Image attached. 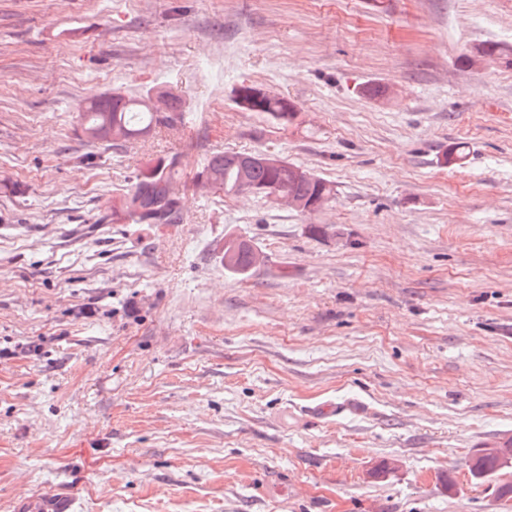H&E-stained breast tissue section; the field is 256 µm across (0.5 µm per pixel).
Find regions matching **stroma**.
<instances>
[{
  "label": "stroma",
  "instance_id": "obj_1",
  "mask_svg": "<svg viewBox=\"0 0 512 512\" xmlns=\"http://www.w3.org/2000/svg\"><path fill=\"white\" fill-rule=\"evenodd\" d=\"M484 41L512 45V0H0V512H512V468L468 470L512 436V67L459 61ZM150 90L191 123L86 137L92 100ZM225 151L336 195L197 184ZM172 155L181 223H113ZM255 88L260 87L243 84L236 89L234 94V101L239 108L249 112H263L273 119L283 122H289L294 118L295 112H287L288 104L290 105L292 103L287 98H276L266 95L259 101H254L248 95L242 94L243 92ZM286 114H288V118H286ZM253 153L256 154L244 153L239 156L238 161L240 168L236 162V156L240 153L225 152L213 155L207 159L205 164L197 172V177L200 175L205 176V180L202 182L204 185L215 191L223 192L224 196H229L236 195L238 192L241 172L242 187L239 192L248 193L258 198H269V192L271 198L282 201L288 204L289 207L303 212L320 210L328 204L331 196L332 199L334 198L335 190L331 183L315 174L316 181H309L314 180L309 169L300 167L284 159L280 160L271 154L260 152ZM281 162L283 165H281ZM253 165L257 166L251 169L248 174V179L256 191L249 192L250 187L247 180V171ZM267 166L278 168H269ZM292 167H298L294 169V177L301 181L294 179L291 172ZM268 186L277 188L282 195L294 194L295 196L289 195L285 198L280 195L277 190L272 188L267 192L265 189ZM323 190L328 194L323 193L319 198L310 201L304 199L319 196ZM329 194H331V196ZM233 238V237H228ZM224 240V249L230 248V253L233 251H239L228 257L227 250L222 252V259L224 260V269L231 273L233 276L240 278L251 277L257 270L258 267H253V255L255 252H259L252 243H249V247L245 249L246 242L243 240L231 241L230 239ZM78 497L49 493L39 497L19 498L13 507L14 512H77Z\"/></svg>",
  "mask_w": 512,
  "mask_h": 512
}]
</instances>
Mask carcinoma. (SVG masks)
I'll use <instances>...</instances> for the list:
<instances>
[{"instance_id":"carcinoma-1","label":"carcinoma","mask_w":512,"mask_h":512,"mask_svg":"<svg viewBox=\"0 0 512 512\" xmlns=\"http://www.w3.org/2000/svg\"><path fill=\"white\" fill-rule=\"evenodd\" d=\"M484 54V58L512 66V51L495 43L485 42L475 46ZM253 89L251 85H241L234 94L236 105L249 112H262L279 121H291L294 113L287 112L290 101L269 95L258 101L253 100L246 91ZM159 98L164 101L163 111L153 103L149 95L130 97L121 93H112L92 101L81 113L84 128L108 124L123 133L122 142L126 143L143 137L157 127H175L182 123L183 103L180 96L171 92H162ZM237 153L225 152L207 159L197 172L205 177L203 184L224 195L238 192L240 168L236 162ZM294 164L283 161L277 168L257 165L251 169L248 179L255 192L252 196L268 197L266 188L273 186L282 195L294 194L301 198L311 199L326 192L335 194L331 183L321 177L314 181H297L291 168ZM180 168V160L171 156L162 165H147L135 176V183L130 191L120 199V204L112 208V223L120 224L132 221L136 224H178L182 220L179 200L173 189V180ZM258 251L249 245L233 255L222 252L224 269L240 278H248L256 272L253 267V255ZM502 469L499 459L483 449L477 450L470 459L471 476L482 481L495 476Z\"/></svg>"}]
</instances>
